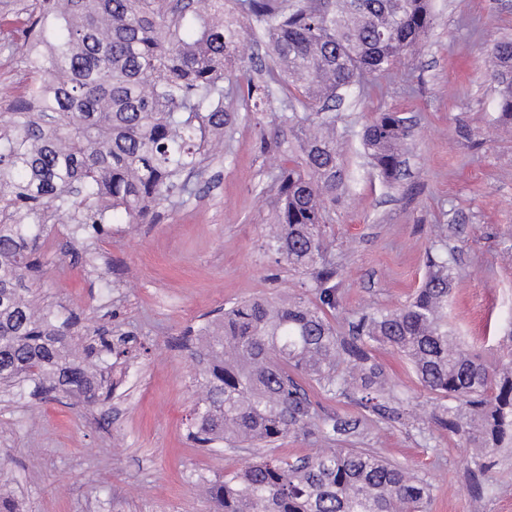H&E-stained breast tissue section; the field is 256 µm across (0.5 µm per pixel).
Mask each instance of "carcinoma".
<instances>
[{
  "instance_id": "cac0c4a2",
  "label": "carcinoma",
  "mask_w": 512,
  "mask_h": 512,
  "mask_svg": "<svg viewBox=\"0 0 512 512\" xmlns=\"http://www.w3.org/2000/svg\"><path fill=\"white\" fill-rule=\"evenodd\" d=\"M28 0L25 33L39 78L13 111L0 113V386L80 398H109L104 358L125 354L104 330L79 348L75 322L41 304L29 283L43 271L55 226L68 227L93 260L107 216L142 224L190 191L208 146L235 120L224 111V72L242 31L224 0ZM288 74V112L274 118L282 152L275 227L267 249L319 292L250 298L182 335L197 364L188 437L202 448L272 447L289 435L330 442L349 422L319 415L294 375L329 391L358 392L382 418L393 410L376 345L404 357L421 385L439 394L436 423L463 438L473 495L484 493L492 456L512 447V352L491 368L448 330L449 260L405 305L364 314L340 336L330 321L339 294L325 261L329 204L343 193L337 92L389 70L416 49L432 21L430 0H234ZM494 120L512 126V39L493 43ZM268 84L243 99L271 111ZM405 120L378 112L364 125V151L383 181L405 165ZM214 512H426L429 484L369 448H326L292 461L247 459L224 478L199 481Z\"/></svg>"
}]
</instances>
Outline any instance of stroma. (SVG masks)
Wrapping results in <instances>:
<instances>
[{"label":"stroma","mask_w":512,"mask_h":512,"mask_svg":"<svg viewBox=\"0 0 512 512\" xmlns=\"http://www.w3.org/2000/svg\"><path fill=\"white\" fill-rule=\"evenodd\" d=\"M420 45L388 72L342 91L336 130L345 155L344 194L330 207L326 258L336 268L339 332L361 314L406 303L428 274V253L448 254V325L464 345L497 364L512 350V133L493 121L490 47L512 37V0H431ZM15 34L0 49V112L35 79ZM267 40L250 35L224 78V107L237 113L224 147L192 182L196 193L160 209L156 223L110 220L88 266L64 255L65 226L46 250L38 292L62 314L127 337L106 406L0 393V469L26 512H210L197 475L240 468L253 449L198 447L187 435L194 363L174 340L238 300L305 294L304 275L264 245L274 219L280 163L274 113L248 111L239 90L270 80ZM405 118L410 135L395 184L383 182L360 138L375 113ZM372 355L409 404L402 420L381 419L348 396L304 381L321 415L356 421L340 445L369 448L430 484L428 512H512V451L494 457L474 501L463 439L435 424L439 397L401 356Z\"/></svg>","instance_id":"obj_1"}]
</instances>
